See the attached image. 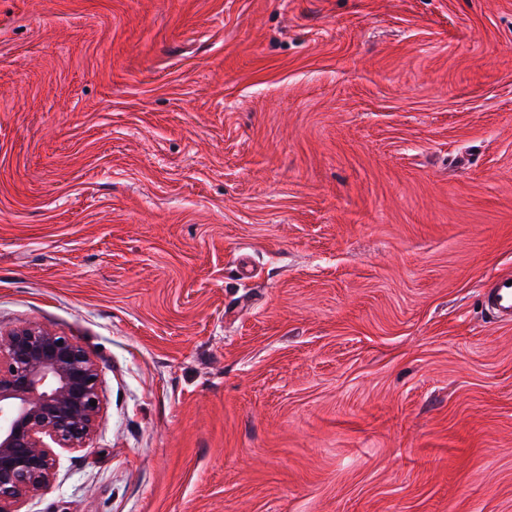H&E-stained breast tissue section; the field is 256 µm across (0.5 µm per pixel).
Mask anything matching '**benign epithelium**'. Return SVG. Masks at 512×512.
<instances>
[{
  "label": "benign epithelium",
  "mask_w": 512,
  "mask_h": 512,
  "mask_svg": "<svg viewBox=\"0 0 512 512\" xmlns=\"http://www.w3.org/2000/svg\"><path fill=\"white\" fill-rule=\"evenodd\" d=\"M99 374L89 354L44 328L0 335V512L21 505L54 475L49 438L82 448L101 413Z\"/></svg>",
  "instance_id": "obj_1"
}]
</instances>
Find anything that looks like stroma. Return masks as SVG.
I'll return each instance as SVG.
<instances>
[{
    "instance_id": "1",
    "label": "stroma",
    "mask_w": 512,
    "mask_h": 512,
    "mask_svg": "<svg viewBox=\"0 0 512 512\" xmlns=\"http://www.w3.org/2000/svg\"><path fill=\"white\" fill-rule=\"evenodd\" d=\"M512 0H0V333L99 371L21 512H512ZM508 281L511 285L507 286ZM486 304L502 320L512 322V275H504L493 280L486 291Z\"/></svg>"
}]
</instances>
